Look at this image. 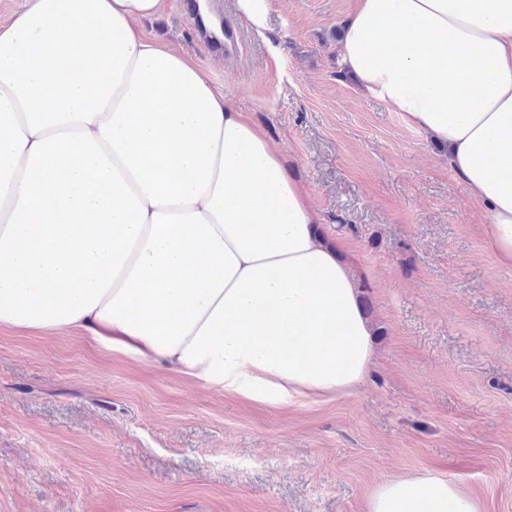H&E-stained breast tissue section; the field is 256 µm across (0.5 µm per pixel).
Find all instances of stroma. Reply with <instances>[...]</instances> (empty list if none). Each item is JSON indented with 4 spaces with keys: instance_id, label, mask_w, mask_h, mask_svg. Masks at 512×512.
I'll use <instances>...</instances> for the list:
<instances>
[{
    "instance_id": "stroma-1",
    "label": "stroma",
    "mask_w": 512,
    "mask_h": 512,
    "mask_svg": "<svg viewBox=\"0 0 512 512\" xmlns=\"http://www.w3.org/2000/svg\"><path fill=\"white\" fill-rule=\"evenodd\" d=\"M176 2L146 34L282 149L357 273L374 361L348 395L274 407L84 332L0 328V512H366L426 470L512 512V269L444 150L339 74L354 0H268L261 34L216 0L227 56Z\"/></svg>"
}]
</instances>
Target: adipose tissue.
<instances>
[{
    "mask_svg": "<svg viewBox=\"0 0 512 512\" xmlns=\"http://www.w3.org/2000/svg\"><path fill=\"white\" fill-rule=\"evenodd\" d=\"M165 0H29L0 25V328L105 349L277 406L372 363L358 279L280 149L193 58ZM339 71L448 151L512 269V0H356ZM367 512H479L428 471Z\"/></svg>",
    "mask_w": 512,
    "mask_h": 512,
    "instance_id": "ef3b65f1",
    "label": "adipose tissue"
}]
</instances>
